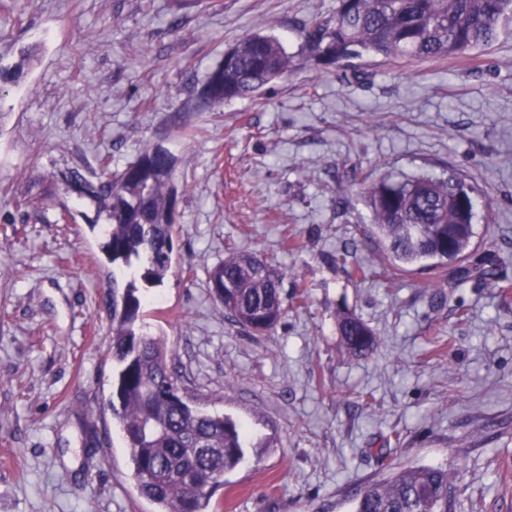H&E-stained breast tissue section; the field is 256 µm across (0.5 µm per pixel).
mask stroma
I'll list each match as a JSON object with an SVG mask.
<instances>
[{"mask_svg":"<svg viewBox=\"0 0 512 512\" xmlns=\"http://www.w3.org/2000/svg\"><path fill=\"white\" fill-rule=\"evenodd\" d=\"M335 8L0 0V512H154L103 408L112 265L89 226L95 208L43 195L33 177L89 179L99 157L120 168L158 142L187 189L146 328L173 351L182 388L249 433L245 462L213 497L218 512H352L358 491L388 475L380 448L396 467L457 472L454 512H512V296L472 280L437 305L416 270L386 287L359 193L367 176L456 172L475 190V251L498 247L512 285V23L473 65L366 57L353 62L366 81L349 82L312 60L265 100L193 107L240 38L272 34L293 53L298 28ZM27 195L34 205L18 208ZM230 248L285 269L284 295L307 293L270 335L232 323L209 296L208 273ZM358 265L372 275L350 276ZM344 310L372 329L368 355L342 347Z\"/></svg>","mask_w":512,"mask_h":512,"instance_id":"1","label":"stroma"}]
</instances>
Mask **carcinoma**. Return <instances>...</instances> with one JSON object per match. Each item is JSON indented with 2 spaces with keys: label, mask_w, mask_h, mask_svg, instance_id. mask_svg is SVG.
<instances>
[{
  "label": "carcinoma",
  "mask_w": 512,
  "mask_h": 512,
  "mask_svg": "<svg viewBox=\"0 0 512 512\" xmlns=\"http://www.w3.org/2000/svg\"><path fill=\"white\" fill-rule=\"evenodd\" d=\"M512 21V0H338L336 11L298 33L300 49L286 51L273 35L253 33L228 48L204 77L198 111L207 112L239 98H262L268 87L312 58L346 69L365 56L391 60L473 59L474 52L497 40L500 26ZM178 157L155 143L124 167L98 160L97 183L78 172L42 181L43 192L74 190L92 201L103 221L102 249L119 273L137 266L148 287L159 286L172 269ZM375 236L391 272L419 271L458 288L476 277L500 287L504 258L486 253L474 258L473 189L454 174L390 175L363 184ZM286 272L268 258L234 249L208 273V292L237 325L264 335L285 312L281 283ZM112 274V342L115 364L112 396L106 407L130 448L139 494L155 512H215L211 504L224 477L246 456V427L226 415L197 407L180 386L172 354L160 337L143 333V300L136 279L117 291ZM346 349L365 356L375 336L352 313L336 320ZM448 469L406 468L371 483L355 498L353 512H452Z\"/></svg>",
  "instance_id": "1"
}]
</instances>
